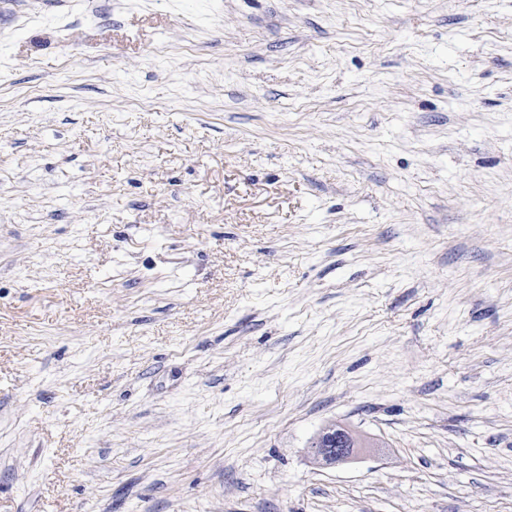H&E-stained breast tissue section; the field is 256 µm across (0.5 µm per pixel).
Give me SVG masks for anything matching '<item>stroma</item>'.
Wrapping results in <instances>:
<instances>
[{"label":"stroma","instance_id":"obj_1","mask_svg":"<svg viewBox=\"0 0 512 512\" xmlns=\"http://www.w3.org/2000/svg\"><path fill=\"white\" fill-rule=\"evenodd\" d=\"M0 512H512V0H0ZM336 427L342 428L338 425H331L323 431L317 441L312 446V455L314 459L322 465H335L336 463H346L353 460L362 446H355L354 448H336L341 444L337 443Z\"/></svg>","mask_w":512,"mask_h":512}]
</instances>
